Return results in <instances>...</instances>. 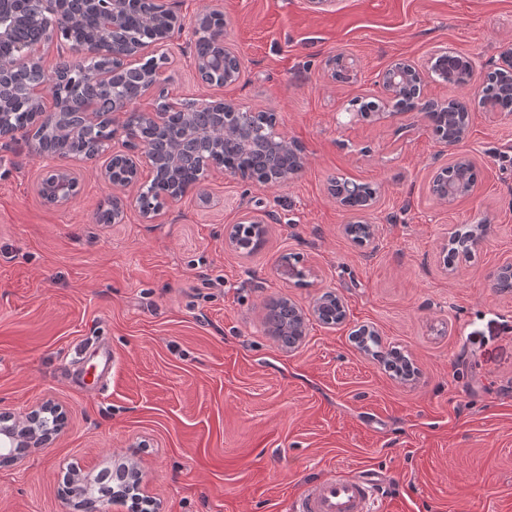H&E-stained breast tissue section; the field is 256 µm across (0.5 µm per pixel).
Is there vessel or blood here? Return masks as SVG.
<instances>
[{"label": "vessel or blood", "instance_id": "1", "mask_svg": "<svg viewBox=\"0 0 512 512\" xmlns=\"http://www.w3.org/2000/svg\"><path fill=\"white\" fill-rule=\"evenodd\" d=\"M381 474L372 469L338 472L306 485L291 512H378Z\"/></svg>", "mask_w": 512, "mask_h": 512}]
</instances>
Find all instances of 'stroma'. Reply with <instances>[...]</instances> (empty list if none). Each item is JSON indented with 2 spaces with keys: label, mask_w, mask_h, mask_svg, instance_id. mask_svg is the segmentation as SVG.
<instances>
[{
  "label": "stroma",
  "mask_w": 512,
  "mask_h": 512,
  "mask_svg": "<svg viewBox=\"0 0 512 512\" xmlns=\"http://www.w3.org/2000/svg\"><path fill=\"white\" fill-rule=\"evenodd\" d=\"M185 22L215 8L244 58L241 78L198 83L194 37L183 31L145 58H165L167 100L218 99L276 113L304 169L280 185L209 173L165 204L155 223L128 207L101 224L112 195L107 155L75 162L80 191L46 205L38 186L52 159L23 132L0 141V410L24 417L50 401L63 432L0 467V512H75L62 493L71 468L96 476L137 463L161 512H287L303 486L334 468L381 471L385 512H512V295L489 274L512 261V119L479 107L487 72L512 66V0H173ZM466 57L463 87L431 93L465 103L468 139L444 151L423 114L350 122L392 61ZM356 67L333 82L335 55ZM480 177L445 207L427 189L454 154ZM378 186L367 212L376 241L355 245L332 179ZM271 217L252 258L224 242L245 212ZM488 224L470 261L446 273L441 247L465 224ZM294 253L304 284L282 275ZM327 290L346 311L309 319L286 349L264 304L303 310ZM373 325L402 347L417 375L403 382L360 351L351 333ZM111 349L101 386L85 354Z\"/></svg>",
  "instance_id": "obj_1"
}]
</instances>
